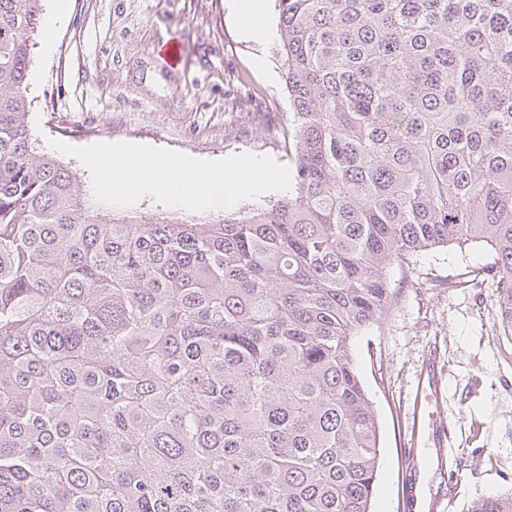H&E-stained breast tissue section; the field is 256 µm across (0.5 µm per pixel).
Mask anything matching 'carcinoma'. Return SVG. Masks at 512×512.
Segmentation results:
<instances>
[{
  "mask_svg": "<svg viewBox=\"0 0 512 512\" xmlns=\"http://www.w3.org/2000/svg\"><path fill=\"white\" fill-rule=\"evenodd\" d=\"M42 2L0 0V512H370L391 269L485 243L512 339V0H275L291 186L201 221L38 151Z\"/></svg>",
  "mask_w": 512,
  "mask_h": 512,
  "instance_id": "obj_1",
  "label": "carcinoma"
}]
</instances>
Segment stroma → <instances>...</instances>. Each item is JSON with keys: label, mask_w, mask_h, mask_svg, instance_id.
<instances>
[{"label": "stroma", "mask_w": 512, "mask_h": 512, "mask_svg": "<svg viewBox=\"0 0 512 512\" xmlns=\"http://www.w3.org/2000/svg\"><path fill=\"white\" fill-rule=\"evenodd\" d=\"M268 38H246L235 0H67L52 49L35 43L27 75L29 123L40 140L74 146L131 142L205 160L250 153L290 165L292 144L272 127L291 110L276 54L275 8ZM174 42L172 65L159 44ZM474 243L429 251L389 274L392 301L352 341L356 370L378 416L382 450L371 512H471L512 488V340L495 332L494 284L469 267L493 262ZM433 363L452 452L415 473L412 404Z\"/></svg>", "instance_id": "stroma-1"}]
</instances>
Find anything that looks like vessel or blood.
<instances>
[{
    "mask_svg": "<svg viewBox=\"0 0 512 512\" xmlns=\"http://www.w3.org/2000/svg\"><path fill=\"white\" fill-rule=\"evenodd\" d=\"M441 381L433 368H425L418 381L412 418L423 429L426 441L422 452L424 465L442 458L448 427L438 412Z\"/></svg>",
    "mask_w": 512,
    "mask_h": 512,
    "instance_id": "1",
    "label": "vessel or blood"
}]
</instances>
